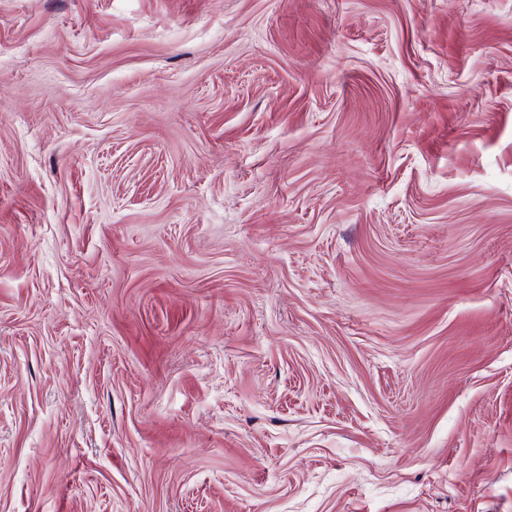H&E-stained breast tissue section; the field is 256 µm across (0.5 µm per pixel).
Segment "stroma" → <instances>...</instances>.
<instances>
[{"mask_svg": "<svg viewBox=\"0 0 512 512\" xmlns=\"http://www.w3.org/2000/svg\"><path fill=\"white\" fill-rule=\"evenodd\" d=\"M0 512H512V0H0Z\"/></svg>", "mask_w": 512, "mask_h": 512, "instance_id": "1", "label": "stroma"}]
</instances>
